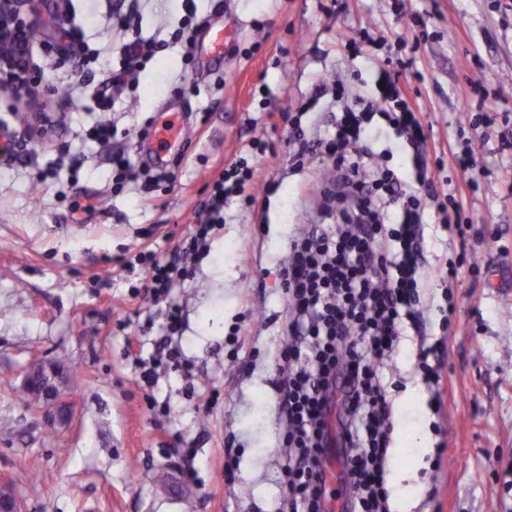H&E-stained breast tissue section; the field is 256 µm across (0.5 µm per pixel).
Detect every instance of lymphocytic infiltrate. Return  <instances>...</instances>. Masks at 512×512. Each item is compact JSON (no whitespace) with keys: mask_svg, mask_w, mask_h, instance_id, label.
Wrapping results in <instances>:
<instances>
[{"mask_svg":"<svg viewBox=\"0 0 512 512\" xmlns=\"http://www.w3.org/2000/svg\"><path fill=\"white\" fill-rule=\"evenodd\" d=\"M165 48V42L135 34L121 45L116 62L105 65L101 50L87 45L77 57L58 47L46 53L65 67L67 90L93 88L97 108L108 112L117 96L138 89L141 72ZM401 77V70L379 69L373 99L362 101L360 110L344 109L331 136L306 140L301 113L285 116L294 163L309 154L330 159L336 182L321 192L325 223L308 225L291 240L279 271L290 309L289 340L279 354L278 408L288 448L281 512H324V463L333 440L342 448L352 512H389L393 409L380 365L395 354L404 326H422L427 207L448 226L461 225L451 215L458 207L454 192L437 189L427 175L428 135ZM397 150L409 152V172L372 166V159ZM253 178L246 159L232 163L213 182L203 221L172 257L163 262L151 252L140 255L154 299L167 303L164 334L141 373L146 382L154 381L159 367H180L181 314L168 298L188 260L223 224L230 197L244 195ZM244 197L254 204V196Z\"/></svg>","mask_w":512,"mask_h":512,"instance_id":"lymphocytic-infiltrate-1","label":"lymphocytic infiltrate"}]
</instances>
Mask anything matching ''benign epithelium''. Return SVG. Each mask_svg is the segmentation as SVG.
<instances>
[{"label": "benign epithelium", "mask_w": 512, "mask_h": 512, "mask_svg": "<svg viewBox=\"0 0 512 512\" xmlns=\"http://www.w3.org/2000/svg\"><path fill=\"white\" fill-rule=\"evenodd\" d=\"M46 0H0V83L24 85L31 80L34 22L41 19ZM55 368L44 360L31 363L25 384L44 398L57 393ZM0 512H19L8 478L0 479Z\"/></svg>", "instance_id": "7a95c632"}]
</instances>
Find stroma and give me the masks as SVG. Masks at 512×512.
<instances>
[{
	"mask_svg": "<svg viewBox=\"0 0 512 512\" xmlns=\"http://www.w3.org/2000/svg\"><path fill=\"white\" fill-rule=\"evenodd\" d=\"M198 0L197 17L242 25L220 66L186 68L183 44L171 43L140 76V96L102 113L90 95L64 100L62 73L44 55L68 45L70 25L91 47L129 39L118 19L130 0H49L36 32L29 88L0 97V474L22 512H276L287 493L278 410V352L288 340V304L279 269L300 225L319 221L331 163L307 156L289 168L283 113L315 102L309 136L327 134L332 93L366 95L374 57L415 55L414 91L431 126L428 167L435 181L462 173L452 154L471 143L497 161L478 192L464 191L466 237L439 218L425 226L421 268L425 335L404 330L385 362L393 382L394 431L387 481L404 478L407 512H512V155L499 153L512 130V0ZM142 36L170 40L184 13L179 0H140ZM374 41L372 58L353 57L346 41ZM481 80L495 100V123L480 138L467 122ZM184 114L187 136L169 179L142 174L112 192V160L86 131L112 120L114 147L135 168L151 165L141 123L168 100ZM53 119L36 141L34 115ZM261 138L264 151L250 149ZM82 165L70 175L71 156ZM258 168L254 193L278 188L256 208L236 199L223 228L173 288L182 311L184 370L159 369L152 385L126 339L151 352L160 305L146 290L139 251L167 258L197 224L212 183L239 158ZM59 178L41 180L54 163ZM264 193V192H263ZM468 253L452 283L448 262ZM457 319L444 327L447 294ZM443 343L438 386L416 366L420 345ZM57 364L59 396L21 399L31 362Z\"/></svg>",
	"mask_w": 512,
	"mask_h": 512,
	"instance_id": "35a3bbf8",
	"label": "stroma"
}]
</instances>
